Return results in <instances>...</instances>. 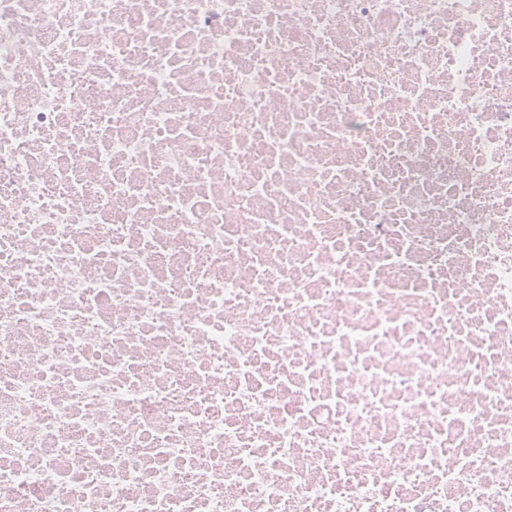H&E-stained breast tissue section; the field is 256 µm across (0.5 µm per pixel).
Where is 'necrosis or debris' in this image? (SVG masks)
<instances>
[{"instance_id":"1","label":"necrosis or debris","mask_w":512,"mask_h":512,"mask_svg":"<svg viewBox=\"0 0 512 512\" xmlns=\"http://www.w3.org/2000/svg\"><path fill=\"white\" fill-rule=\"evenodd\" d=\"M0 512H512V0H0Z\"/></svg>"}]
</instances>
